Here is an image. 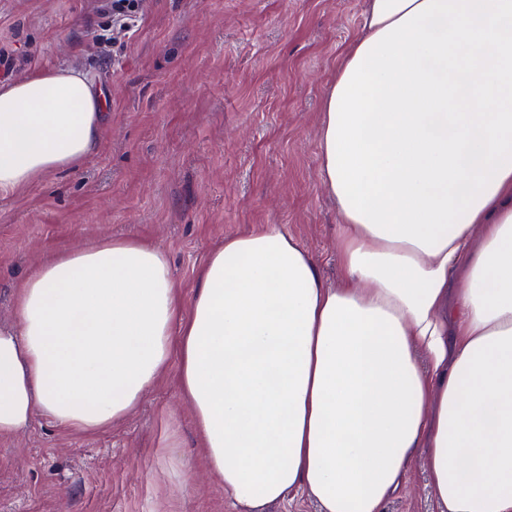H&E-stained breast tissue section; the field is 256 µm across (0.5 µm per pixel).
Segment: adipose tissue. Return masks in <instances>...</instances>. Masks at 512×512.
<instances>
[{
	"mask_svg": "<svg viewBox=\"0 0 512 512\" xmlns=\"http://www.w3.org/2000/svg\"><path fill=\"white\" fill-rule=\"evenodd\" d=\"M103 107L73 68L0 82V200L78 169ZM319 160L336 286L279 224L225 237L185 311L158 245L58 252L0 329V436L98 432L175 361L239 512H383L418 453L440 512H512V0H365ZM317 503L306 493H300L288 503L274 504L268 507L267 512H318Z\"/></svg>",
	"mask_w": 512,
	"mask_h": 512,
	"instance_id": "1",
	"label": "adipose tissue"
}]
</instances>
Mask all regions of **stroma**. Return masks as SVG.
Returning a JSON list of instances; mask_svg holds the SVG:
<instances>
[{
    "instance_id": "1",
    "label": "stroma",
    "mask_w": 512,
    "mask_h": 512,
    "mask_svg": "<svg viewBox=\"0 0 512 512\" xmlns=\"http://www.w3.org/2000/svg\"><path fill=\"white\" fill-rule=\"evenodd\" d=\"M364 0H147L116 57L86 48L97 0H0L12 79L73 67L106 93L97 149L0 200V327L47 256L135 235L164 248L188 307L225 237L280 224L336 284L340 217L319 176L322 101ZM170 365L125 420L87 435L34 416L0 437V512H236ZM180 446L179 466L162 447ZM384 512H438L423 456Z\"/></svg>"
}]
</instances>
